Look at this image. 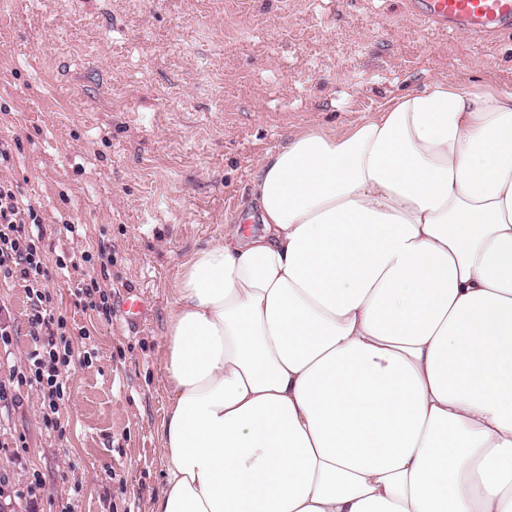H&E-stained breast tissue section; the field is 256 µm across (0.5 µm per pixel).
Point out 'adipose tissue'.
Instances as JSON below:
<instances>
[{
	"mask_svg": "<svg viewBox=\"0 0 512 512\" xmlns=\"http://www.w3.org/2000/svg\"><path fill=\"white\" fill-rule=\"evenodd\" d=\"M246 217L176 282L151 512H512V85L291 133Z\"/></svg>",
	"mask_w": 512,
	"mask_h": 512,
	"instance_id": "1",
	"label": "adipose tissue"
}]
</instances>
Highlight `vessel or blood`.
Here are the masks:
<instances>
[{
  "instance_id": "b4317fda",
  "label": "vessel or blood",
  "mask_w": 512,
  "mask_h": 512,
  "mask_svg": "<svg viewBox=\"0 0 512 512\" xmlns=\"http://www.w3.org/2000/svg\"><path fill=\"white\" fill-rule=\"evenodd\" d=\"M418 21L487 39L512 32V0H407Z\"/></svg>"
}]
</instances>
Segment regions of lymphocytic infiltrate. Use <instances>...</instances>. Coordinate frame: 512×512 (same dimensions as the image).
Returning a JSON list of instances; mask_svg holds the SVG:
<instances>
[{"instance_id": "obj_1", "label": "lymphocytic infiltrate", "mask_w": 512, "mask_h": 512, "mask_svg": "<svg viewBox=\"0 0 512 512\" xmlns=\"http://www.w3.org/2000/svg\"><path fill=\"white\" fill-rule=\"evenodd\" d=\"M19 196L11 180L0 179V278L23 281L27 288L31 301L28 322L35 348L26 359V374L20 382L39 386L44 395V421L53 426L65 388L58 367L67 363L71 350L62 334L64 318L46 307L48 260L28 230L41 218L34 206H23Z\"/></svg>"}]
</instances>
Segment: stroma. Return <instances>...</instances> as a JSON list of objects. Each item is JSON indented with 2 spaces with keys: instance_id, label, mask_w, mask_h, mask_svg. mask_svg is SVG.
Masks as SVG:
<instances>
[{
  "instance_id": "obj_1",
  "label": "stroma",
  "mask_w": 512,
  "mask_h": 512,
  "mask_svg": "<svg viewBox=\"0 0 512 512\" xmlns=\"http://www.w3.org/2000/svg\"><path fill=\"white\" fill-rule=\"evenodd\" d=\"M441 77L512 84V34L423 27L402 0H0V178L42 218L45 291L72 347L59 427L24 386L0 430V504L151 512L182 265L246 209L288 134L344 127ZM93 279L116 303L144 294L138 323L85 308ZM29 308L22 283L0 288V381L35 347Z\"/></svg>"
}]
</instances>
